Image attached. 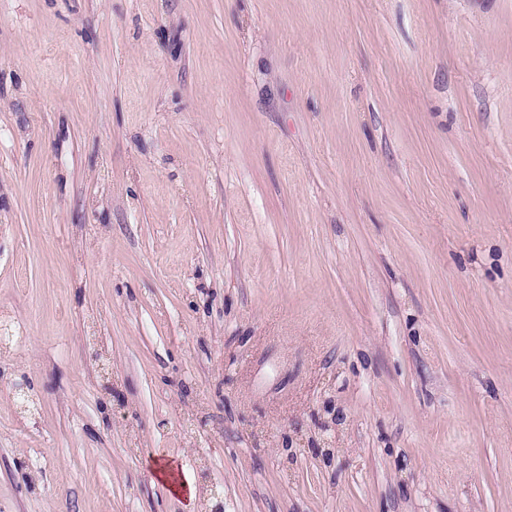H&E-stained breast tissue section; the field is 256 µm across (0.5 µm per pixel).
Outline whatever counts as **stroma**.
<instances>
[{
    "mask_svg": "<svg viewBox=\"0 0 512 512\" xmlns=\"http://www.w3.org/2000/svg\"><path fill=\"white\" fill-rule=\"evenodd\" d=\"M0 316V512H512V0H0Z\"/></svg>",
    "mask_w": 512,
    "mask_h": 512,
    "instance_id": "35a3bbf8",
    "label": "stroma"
}]
</instances>
